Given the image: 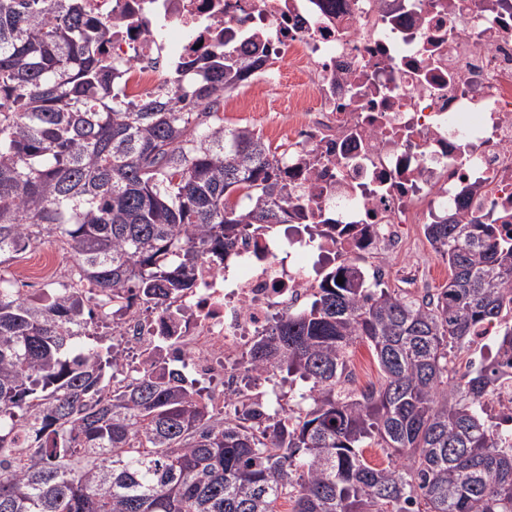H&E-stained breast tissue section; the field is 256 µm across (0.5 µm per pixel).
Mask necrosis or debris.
<instances>
[{
  "label": "necrosis or debris",
  "mask_w": 512,
  "mask_h": 512,
  "mask_svg": "<svg viewBox=\"0 0 512 512\" xmlns=\"http://www.w3.org/2000/svg\"><path fill=\"white\" fill-rule=\"evenodd\" d=\"M110 23L103 60L129 97L185 63L225 48L252 65L243 86L277 64L301 80L299 106L277 132L288 144V190L308 233L286 246L251 232L231 261L202 264L177 294L176 322L145 302L126 307L78 288L135 359L129 382L162 365L189 373L215 412L244 400L245 355L302 305L322 268L403 244L401 224L488 216L512 237V0H85ZM315 253L317 266L300 258Z\"/></svg>",
  "instance_id": "4bbe7bcc"
}]
</instances>
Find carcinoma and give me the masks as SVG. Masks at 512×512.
<instances>
[{
    "label": "carcinoma",
    "mask_w": 512,
    "mask_h": 512,
    "mask_svg": "<svg viewBox=\"0 0 512 512\" xmlns=\"http://www.w3.org/2000/svg\"><path fill=\"white\" fill-rule=\"evenodd\" d=\"M109 34L84 0H0V265L53 237L99 293L169 315L198 266L302 206L288 160L220 115L247 64L216 49L130 103L102 59ZM460 226L425 225L450 270L437 296L331 269L310 307L250 347L251 370L309 384L294 414L258 398L220 416L171 371L116 384L119 344L83 341L85 302L54 286L22 296L1 269L0 512H280L284 499L291 512H512V444L484 417L512 369V322L497 358L462 375L455 363L475 330L512 316V238ZM360 341L383 382L357 393L345 382ZM373 447L386 466L367 461Z\"/></svg>",
    "instance_id": "carcinoma-1"
}]
</instances>
